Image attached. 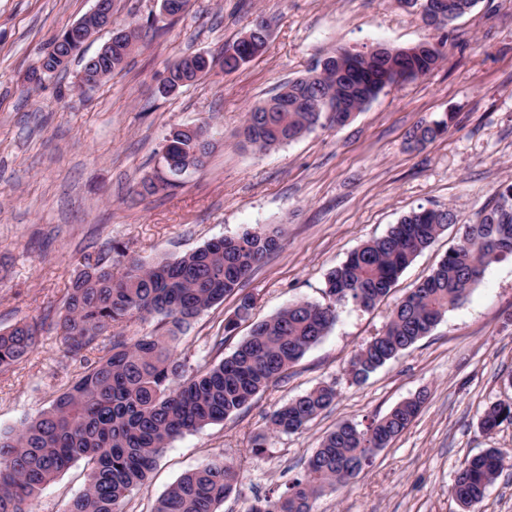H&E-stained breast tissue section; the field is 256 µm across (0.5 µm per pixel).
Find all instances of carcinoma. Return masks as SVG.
<instances>
[{"mask_svg": "<svg viewBox=\"0 0 512 512\" xmlns=\"http://www.w3.org/2000/svg\"><path fill=\"white\" fill-rule=\"evenodd\" d=\"M123 51H112L95 66L98 81L124 68L137 42V30L117 28ZM224 47L222 66L234 72L266 46L268 24L259 20ZM52 38L43 56L47 73L58 72L57 55L74 56ZM440 53L398 55L373 62L357 54L347 66H315L302 77L284 83L274 95L255 104L245 115V143L267 150L290 143L340 105L363 108L386 88L433 71ZM167 71L169 84L193 80L190 56L175 59ZM454 115L421 122L411 134L426 144L448 132ZM196 143L170 129L162 147L166 169L204 166L195 155ZM457 223L452 208L421 209L404 216L388 233L368 241L326 276L325 302L299 301L274 316L252 324L249 336L221 361L204 365L187 376L170 343L204 310L238 295L233 316L224 319V337L251 318L256 297L242 284L272 253L282 247L283 232L246 230L215 238L177 260H131L124 271L112 272V258L100 256L67 289L63 312L55 322L68 355L96 354L86 369L45 409L19 426L0 429V512H32L42 490L78 461L87 469L82 492L64 512H122L132 492L147 486L166 448L178 437L246 408L256 395L276 386L288 369L321 340L334 325L337 307L349 302L371 309L389 295L410 263ZM512 257V184L474 224L461 226L459 241L391 312L385 328L358 349L349 361L357 382L400 356L429 335L448 311L462 304L488 266ZM157 318L165 332L132 336L134 320ZM45 323L31 321L0 330V370L26 360L36 349ZM336 391L319 386L275 409L268 430L289 434L303 430L333 404ZM423 399L401 403L366 428L343 422L327 434L304 462L299 475L275 498L256 499L244 512H312L314 500L348 484L388 447L417 416ZM512 422V405H490L480 426L490 432ZM504 468L502 453L492 448L462 462L448 495L470 510L480 503ZM241 483L236 466L222 454L210 456L183 474L159 496L152 512H218L224 499Z\"/></svg>", "mask_w": 512, "mask_h": 512, "instance_id": "carcinoma-1", "label": "carcinoma"}]
</instances>
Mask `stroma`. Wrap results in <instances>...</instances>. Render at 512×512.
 Here are the masks:
<instances>
[{
	"instance_id": "stroma-1",
	"label": "stroma",
	"mask_w": 512,
	"mask_h": 512,
	"mask_svg": "<svg viewBox=\"0 0 512 512\" xmlns=\"http://www.w3.org/2000/svg\"><path fill=\"white\" fill-rule=\"evenodd\" d=\"M94 5L0 0V329L59 312L70 282L113 246L124 251L112 259L119 273L130 257L174 260L214 238L281 226L282 248L244 285L257 298L251 322L225 337L237 305L228 296L176 341L174 353L192 373L230 356L252 321L300 300L323 301L327 273L405 215L448 207L457 214L383 301L341 307L328 334L275 387L224 422L176 439L125 512H151L215 453L243 476L221 512H243L247 501L283 491L336 424L366 425L419 394L425 400L408 428L353 483L318 498L313 512H461L448 487L465 458L490 448L506 466L475 512H512V423L480 427L490 404L512 403V259L491 264L462 305L366 381L348 373L350 357L383 330L395 303L457 243L459 225L475 223L512 184V0H477L440 30L403 0H190L173 19L162 16L160 0H114L115 25L139 29L125 68L74 89L84 60L110 39L107 28L65 73L27 87L23 76L52 36ZM259 18L269 25L264 52L224 72L225 45ZM423 40L440 50L438 66L385 88L344 126L319 125L266 151L244 143L249 106L326 56ZM196 53L214 59L212 70L163 94L167 62ZM448 112L456 119L447 135L409 147L414 125ZM174 125L207 126L212 148L202 169L166 186L161 143ZM146 179L159 181L155 194L139 195ZM86 365L67 356L56 331L43 332L28 360L0 371V428L48 407ZM322 384L337 392L327 411L301 432L273 435L265 455L250 453L275 407ZM86 480L75 464L41 492L33 512H62Z\"/></svg>"
}]
</instances>
